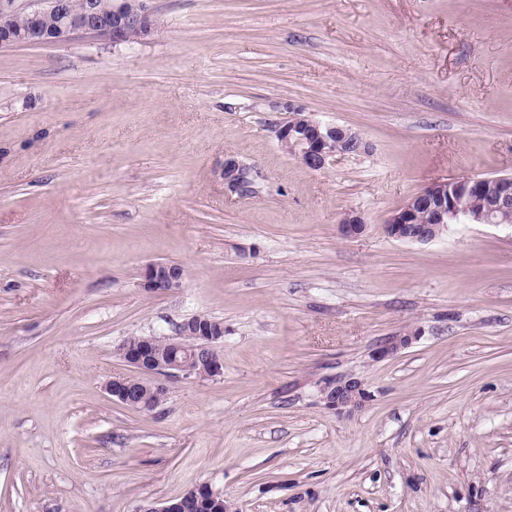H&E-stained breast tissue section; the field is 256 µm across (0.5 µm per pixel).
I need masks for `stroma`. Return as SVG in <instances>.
I'll list each match as a JSON object with an SVG mask.
<instances>
[{
    "instance_id": "35a3bbf8",
    "label": "stroma",
    "mask_w": 512,
    "mask_h": 512,
    "mask_svg": "<svg viewBox=\"0 0 512 512\" xmlns=\"http://www.w3.org/2000/svg\"><path fill=\"white\" fill-rule=\"evenodd\" d=\"M146 6L138 42L0 48V512L202 483L237 512H512V225L384 231L432 183L512 175V0ZM292 105L367 151L309 169L278 139ZM158 261L179 291L140 288ZM199 314L222 377L151 412L107 394L126 337ZM352 375L370 401L327 409ZM421 336L420 330L407 336H393L380 345L374 352L373 358L377 361L393 357L401 349L408 347L414 339ZM321 398L328 409L337 412H353L363 408L370 399V393L357 377L325 382Z\"/></svg>"
}]
</instances>
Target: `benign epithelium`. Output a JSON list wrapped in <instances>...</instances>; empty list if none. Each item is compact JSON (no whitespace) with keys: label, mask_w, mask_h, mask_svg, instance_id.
Instances as JSON below:
<instances>
[{"label":"benign epithelium","mask_w":512,"mask_h":512,"mask_svg":"<svg viewBox=\"0 0 512 512\" xmlns=\"http://www.w3.org/2000/svg\"><path fill=\"white\" fill-rule=\"evenodd\" d=\"M59 16L57 28L43 30L34 27L24 33L30 44H65L78 35L97 37L105 32L112 43L140 41L153 33L154 18L145 3L121 0L112 16L102 21L93 2L88 0L81 17L71 14L70 0H38V6L27 11L33 18L45 8ZM15 10V0H0V45L15 42L9 18ZM292 116L278 130V138L290 151L297 153L301 163L312 170L325 168L336 156L358 154L366 149L363 139L351 129L327 123L315 113L301 107L291 108ZM512 223V177H469L462 180L438 182L412 196L405 205L394 211L384 225L391 239L426 245L441 237L451 224L509 225ZM347 237L365 233L367 224L354 211L344 214L340 225ZM183 286V271L169 262H154L145 268L140 287L151 293L175 292ZM422 330L407 336H393L374 352L377 361L393 357L408 347ZM196 336L199 343L188 348L180 338ZM173 349L160 353L150 348L152 339L144 337L141 347L122 344L117 355L132 369L130 374H117L105 383V391L120 403L140 411H153L166 399V387L159 378H197L212 380L223 374L224 364L219 345L224 342V325L217 324L201 330L192 318L179 323L172 337ZM325 406L338 412H353L363 408L370 393L357 377L328 381L321 388ZM207 512H219L223 495L208 484L186 492ZM183 502L167 500L158 505L149 503L139 512H181Z\"/></svg>","instance_id":"7a95c632"}]
</instances>
